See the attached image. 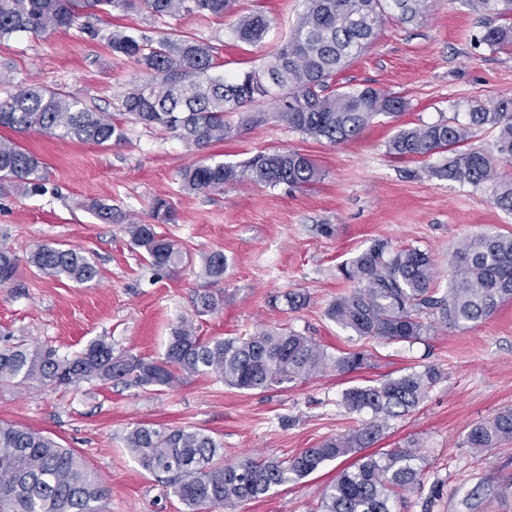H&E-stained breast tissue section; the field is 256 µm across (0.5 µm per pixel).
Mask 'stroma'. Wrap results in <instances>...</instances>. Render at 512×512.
Instances as JSON below:
<instances>
[{
  "mask_svg": "<svg viewBox=\"0 0 512 512\" xmlns=\"http://www.w3.org/2000/svg\"><path fill=\"white\" fill-rule=\"evenodd\" d=\"M303 0H234L223 18L196 14L157 18L144 10L83 19L67 31L21 33L0 41V99L18 87L64 88L101 112H116L145 73L133 60L112 55L107 38L127 30L155 39L165 32L213 46L235 76L262 69L270 52L291 37ZM263 12L270 24L261 43L236 40L238 20ZM484 26L463 0H427L414 24L387 21L377 39L337 77L349 88L369 86L405 98L399 118L377 116L353 141L317 140L272 119L245 125L232 115L224 142L192 149L173 134L134 122L126 138L101 147L38 132L19 143L42 162L47 191L26 196L0 192V243L20 257L16 277L0 287V338L49 343L74 354L100 336L115 349L161 357L172 327L193 321L201 336H244L287 326L329 352L365 349L368 364L346 377L328 371L269 391L237 390L208 374L183 375L173 387L146 390L122 383L80 387L0 388V421L45 432L72 449L105 481L109 512H185L165 485L144 471L122 441L138 422L202 429L224 447L228 461L248 456L286 459L359 425L342 392L374 384L405 369L432 364L443 377L409 414L391 420L376 451L415 441L423 459L419 484L395 500L393 512H512V442L468 448L471 427L512 407V302L485 322L441 327L409 343L366 341L330 321L325 310L350 284L338 272L374 241L429 251L436 286L448 285L457 243L485 232L512 234V213L497 208L489 190L437 178L444 154L396 159L388 142L400 127L452 118L467 121L472 102L512 96V47L490 50L475 39ZM275 149L311 158L321 177L305 188H269L245 181L217 192L189 191L186 167L214 160L236 164ZM168 199L176 221L163 225L182 262L154 272L124 231L128 221L150 223L155 198ZM88 199L111 205L118 220L101 223L82 207ZM58 243L84 252L99 271L87 284L56 281L26 262L37 245ZM227 259L223 302L200 316L195 299L205 255ZM310 297L288 310L282 296ZM340 470L325 463L313 474L245 502L234 512H317L323 489ZM474 509L463 501L474 487Z\"/></svg>",
  "mask_w": 512,
  "mask_h": 512,
  "instance_id": "stroma-1",
  "label": "stroma"
}]
</instances>
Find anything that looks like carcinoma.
Wrapping results in <instances>:
<instances>
[{
  "mask_svg": "<svg viewBox=\"0 0 512 512\" xmlns=\"http://www.w3.org/2000/svg\"><path fill=\"white\" fill-rule=\"evenodd\" d=\"M484 16L479 42L493 50L512 45V0H466ZM232 0H0V40L18 32L35 35L66 30L81 18L114 10L145 9L157 17L197 14L224 17ZM425 0H304L291 39L274 51L262 71L238 77L214 76L219 68L213 49L182 36L157 41L116 30L108 36L112 54L134 60L150 75L127 92L120 114L147 127H157L188 146L221 143L231 133L224 116L246 103L278 90L273 117L317 140L343 143L356 138L378 115L397 117L406 100L371 87L349 90L336 77L364 53L390 14L410 22L420 17ZM501 24L495 25L493 21ZM268 28L262 12L240 20L237 40L255 44ZM0 127L17 134L40 132L61 139L105 145L126 138L123 122L99 112L55 88L25 87L0 100ZM495 130L494 151L472 146L483 131ZM396 158L448 153L437 177L473 187L489 186L494 204L512 212V178L497 172V163L512 164V97H500L469 108L466 122L448 121L402 127L388 144ZM41 162L12 138L0 137V188L44 194ZM184 186L219 191L250 180L269 187L299 188L316 182L319 169L296 151L259 152L230 164L211 162L181 173ZM83 207L98 220L112 223V207L90 200ZM151 224L130 223L126 232L156 271L181 262L175 241L157 230L175 221L169 200L154 199ZM18 257L0 246V286L10 283ZM28 264L57 281L86 283L98 276L81 252L61 245H40ZM226 259L208 255L201 276L210 286L224 281ZM356 286L333 300L326 317L365 339L415 343L441 324L464 329L487 320L512 301V234L485 232L463 240L448 267V289L432 288L435 264L430 253L408 246L393 250L375 241L339 268ZM222 296L205 290L196 309H217ZM367 364L363 351L333 354L316 340L286 327L263 329L250 336L203 339L192 322L171 329L159 359L117 351L106 338L91 340L69 356L43 344L11 343L0 347V385L78 386L91 381H120L138 388L166 387L175 373L213 374L239 390H266L308 380L326 369L346 377ZM441 379L434 365L388 377L375 385H354L342 392L351 414L369 418L356 428L321 441L280 460L247 457L224 461V448L211 435L188 427L137 423L123 437L125 447L147 472L165 480L170 494L186 512L233 510L239 504L308 476L323 464L357 460L341 470L325 488L320 512H392V501L419 482L421 457L415 442L384 452L362 454L375 445L391 419L408 414L427 398ZM512 440V409L474 425L466 443L474 449L495 448ZM108 491L81 457L53 438L30 427L0 422V512H107Z\"/></svg>",
  "mask_w": 512,
  "mask_h": 512,
  "instance_id": "carcinoma-1",
  "label": "carcinoma"
}]
</instances>
